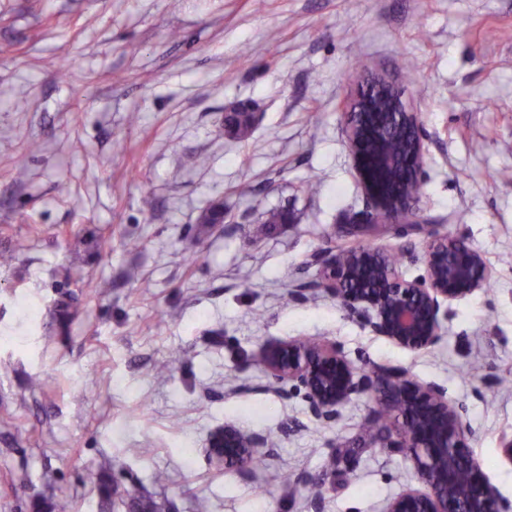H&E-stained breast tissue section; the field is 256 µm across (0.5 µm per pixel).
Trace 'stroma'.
Listing matches in <instances>:
<instances>
[{"label": "stroma", "mask_w": 512, "mask_h": 512, "mask_svg": "<svg viewBox=\"0 0 512 512\" xmlns=\"http://www.w3.org/2000/svg\"><path fill=\"white\" fill-rule=\"evenodd\" d=\"M368 70L419 114L427 222L360 240L408 279L432 235L491 271L421 350L326 291L295 295L318 276L311 254L366 209L339 105ZM4 87L0 250L15 259L0 266V512H53L63 495L73 512L140 498L165 512H383L422 482L372 429L376 400L353 397L325 424L257 361L305 340L445 388L512 504V0H0ZM240 104L256 114L242 142L224 133ZM217 204L223 223H202ZM278 207L293 223H265ZM227 425L266 438L258 463L214 466Z\"/></svg>", "instance_id": "obj_1"}]
</instances>
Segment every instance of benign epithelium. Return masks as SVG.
<instances>
[{
  "label": "benign epithelium",
  "instance_id": "1",
  "mask_svg": "<svg viewBox=\"0 0 512 512\" xmlns=\"http://www.w3.org/2000/svg\"><path fill=\"white\" fill-rule=\"evenodd\" d=\"M390 100L397 131L409 142L404 150L382 148L383 131L368 119L370 93ZM348 143L363 180L368 207L363 220L339 231L347 238L362 224L377 218L382 224H426L414 207L408 184L419 177L424 145L419 115L406 109L397 88L380 77L349 102ZM402 176L403 187L387 188L390 176ZM426 274L407 280L387 267L381 252L352 246L331 247L312 257L321 279L307 289H324L336 296L348 316L395 344L418 350L440 338L441 308L483 287L489 269L481 254L458 238L432 236L425 246ZM259 363L279 382L295 381L305 389L310 413L333 422L340 408L359 395H372L395 414L396 437L387 446L400 449L418 472L424 488L409 489L393 498L384 512H512L489 482L469 449V430L462 408L448 400L436 384H418L405 372L382 367L367 374L349 361L336 345L287 342L264 347ZM265 447V438L244 436L231 426L211 438L210 457L217 467L244 465Z\"/></svg>",
  "mask_w": 512,
  "mask_h": 512
}]
</instances>
